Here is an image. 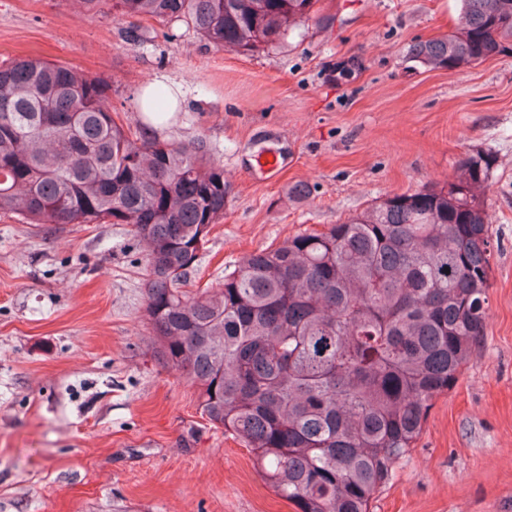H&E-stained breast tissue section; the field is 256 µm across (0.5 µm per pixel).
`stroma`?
I'll list each match as a JSON object with an SVG mask.
<instances>
[{
  "mask_svg": "<svg viewBox=\"0 0 512 512\" xmlns=\"http://www.w3.org/2000/svg\"><path fill=\"white\" fill-rule=\"evenodd\" d=\"M459 9L315 0L309 20L246 55L180 21L119 16L112 0H0V63L35 56L103 77L124 126L203 143L223 164L224 218L189 274L203 288L252 251L443 187L463 158L489 155L484 336L371 512H512V55L454 70L408 58ZM150 83L182 91L161 129L139 110ZM269 148L271 178L257 164ZM144 255L126 224L0 213V512H297L157 360Z\"/></svg>",
  "mask_w": 512,
  "mask_h": 512,
  "instance_id": "stroma-1",
  "label": "stroma"
}]
</instances>
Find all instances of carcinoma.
Segmentation results:
<instances>
[{"label": "carcinoma", "instance_id": "obj_1", "mask_svg": "<svg viewBox=\"0 0 512 512\" xmlns=\"http://www.w3.org/2000/svg\"><path fill=\"white\" fill-rule=\"evenodd\" d=\"M456 28L411 58L450 70L512 53V0H460ZM314 0H113L244 54L284 39ZM491 160L388 196L323 231L245 255L217 288L189 269L224 218V168L200 144L145 139L109 83L27 57L0 66V212L28 224H129L145 245L144 316L202 414L239 440L298 512H370L434 400L483 336L494 248Z\"/></svg>", "mask_w": 512, "mask_h": 512}]
</instances>
